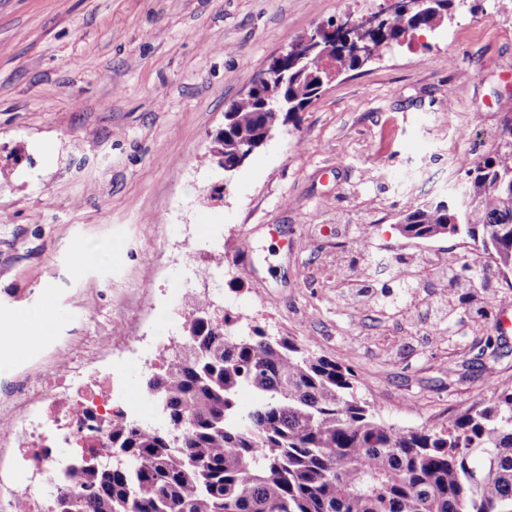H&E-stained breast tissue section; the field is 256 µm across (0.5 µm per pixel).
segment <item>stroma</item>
Wrapping results in <instances>:
<instances>
[{"label": "stroma", "mask_w": 512, "mask_h": 512, "mask_svg": "<svg viewBox=\"0 0 512 512\" xmlns=\"http://www.w3.org/2000/svg\"><path fill=\"white\" fill-rule=\"evenodd\" d=\"M383 2L0 0V318L55 310L0 368V419L81 358L119 367L130 418L162 425L148 352L186 338L191 315L172 309L199 263L219 314L350 367L395 427L441 428L512 387V278L476 288L465 322L428 318L395 284L362 296L372 270L354 247L367 235L437 298L438 261L474 262L469 240L397 225L409 201L452 196L460 158L489 152L512 117V0H466L452 24L337 76L240 168L200 162L283 46ZM88 245L110 260L83 262ZM116 324L135 341L106 360Z\"/></svg>", "instance_id": "1"}]
</instances>
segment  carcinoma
Instances as JSON below:
<instances>
[{
    "instance_id": "obj_1",
    "label": "carcinoma",
    "mask_w": 512,
    "mask_h": 512,
    "mask_svg": "<svg viewBox=\"0 0 512 512\" xmlns=\"http://www.w3.org/2000/svg\"><path fill=\"white\" fill-rule=\"evenodd\" d=\"M457 2L426 0L420 11L394 16L369 35L371 53L379 58L451 21ZM328 80L321 59L288 68L296 111ZM228 110L231 162L268 113L254 99ZM463 172L469 206L411 202L398 230L424 240L465 235L511 273L512 121ZM488 276L481 268L455 280L452 300L468 303L469 289ZM209 307L198 304L189 322L186 359L146 382L165 427L113 421L108 444L123 462L107 471L75 453L76 469L58 478L53 512H512V390L440 429H397L358 395L350 369L259 327L240 334L229 317L207 315ZM242 389L256 394L250 408L237 404Z\"/></svg>"
}]
</instances>
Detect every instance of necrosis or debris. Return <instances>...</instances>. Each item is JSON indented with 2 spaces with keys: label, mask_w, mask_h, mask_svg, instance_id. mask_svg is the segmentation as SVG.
Returning <instances> with one entry per match:
<instances>
[{
  "label": "necrosis or debris",
  "mask_w": 512,
  "mask_h": 512,
  "mask_svg": "<svg viewBox=\"0 0 512 512\" xmlns=\"http://www.w3.org/2000/svg\"><path fill=\"white\" fill-rule=\"evenodd\" d=\"M89 363L67 366L42 385L31 405L0 428V512H51L55 485L41 482V469L61 465L62 451L37 446L45 433L61 434L64 442L106 447V424L115 419L113 382L92 380Z\"/></svg>",
  "instance_id": "1"
}]
</instances>
